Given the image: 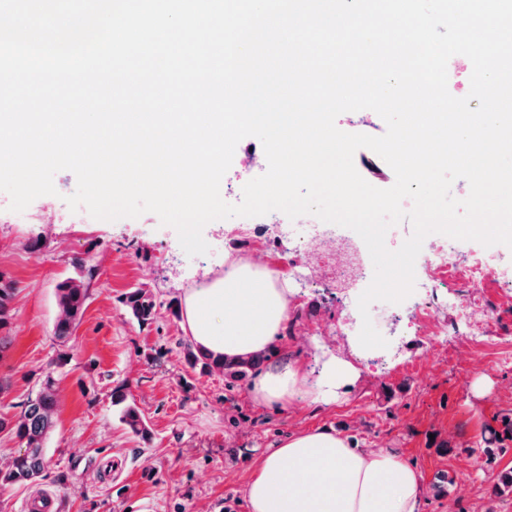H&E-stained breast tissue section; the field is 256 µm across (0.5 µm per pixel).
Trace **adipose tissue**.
<instances>
[{
    "instance_id": "adipose-tissue-1",
    "label": "adipose tissue",
    "mask_w": 512,
    "mask_h": 512,
    "mask_svg": "<svg viewBox=\"0 0 512 512\" xmlns=\"http://www.w3.org/2000/svg\"><path fill=\"white\" fill-rule=\"evenodd\" d=\"M291 290L267 268L231 260L222 276L184 289L183 329L199 347L246 357L279 339ZM351 377L349 363L330 361L320 384L284 352L254 380L250 395L265 406L287 407L307 397L325 402ZM248 512H419L417 469L396 453L351 447L347 438L316 428L294 432L255 464L246 485Z\"/></svg>"
}]
</instances>
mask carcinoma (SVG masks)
<instances>
[{"instance_id": "1", "label": "carcinoma", "mask_w": 512, "mask_h": 512, "mask_svg": "<svg viewBox=\"0 0 512 512\" xmlns=\"http://www.w3.org/2000/svg\"><path fill=\"white\" fill-rule=\"evenodd\" d=\"M14 291L15 288L10 284L0 285V330L7 325L9 304ZM58 291L60 312L55 335L64 340L81 322L89 294L88 288L80 279L60 283ZM122 303L143 325L151 324L157 318L155 296L143 288L131 289L122 299ZM184 353L191 368L199 369L202 374H223L225 386L232 389L267 361L274 354V349L268 348L250 358H230L186 343ZM112 403L120 407L121 422L131 432L147 438L148 431L140 409L126 402L122 394H113ZM57 406L56 381L53 376L47 375L41 382L39 394L23 405L20 415L11 418L0 416V432L12 434L21 444V451L12 457L5 468H0L1 485L28 486L44 476L48 467L46 441L56 426Z\"/></svg>"}]
</instances>
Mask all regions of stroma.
<instances>
[{
    "instance_id": "35a3bbf8",
    "label": "stroma",
    "mask_w": 512,
    "mask_h": 512,
    "mask_svg": "<svg viewBox=\"0 0 512 512\" xmlns=\"http://www.w3.org/2000/svg\"><path fill=\"white\" fill-rule=\"evenodd\" d=\"M266 169L261 142L241 140L221 183L223 199L240 202L242 185ZM54 185L56 195L20 213L0 191V277L15 286L5 328L13 343L0 355V377L10 382L0 414L18 415L45 374L58 386L46 474L35 485L0 487L5 512H25L38 498L53 500V512H248L245 487L258 459L286 435L318 427L362 449L383 445L412 464L424 485L420 512H512V499L492 494L496 476L512 468V440L503 441L485 478L475 476L489 428L512 415V363H484L451 313L442 320L453 336L425 349L408 331L420 294L378 304L371 320L388 345L366 351L350 330L359 315L337 298L334 274L311 280L292 269L277 232L289 222L284 213L212 221L203 229L208 253L190 257L155 214L98 220L66 204L76 189L71 171L56 173ZM38 235L45 245L35 252L28 243ZM77 256L97 273L80 324L61 341L57 286L84 277ZM225 257L257 259L287 280L299 318L278 348L292 350L316 377L336 358L353 365L334 401L267 408L253 402L251 381L230 391L223 375L187 367L182 318L169 303L223 275L216 262ZM137 286L151 288L160 305L153 324H139L122 303ZM468 300L482 311L490 341L512 339V286L490 282ZM116 392L142 410L148 437L121 423ZM445 474L454 485L441 483Z\"/></svg>"
}]
</instances>
